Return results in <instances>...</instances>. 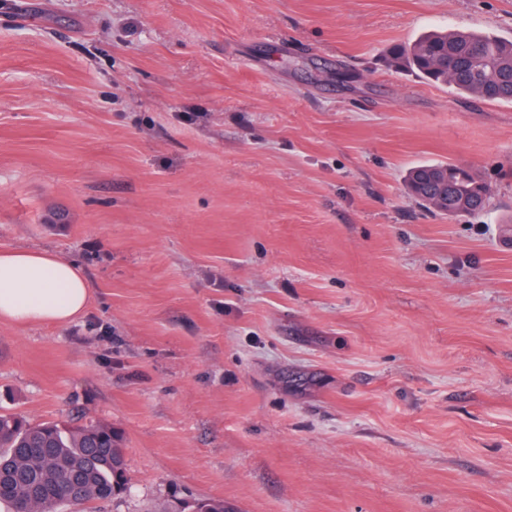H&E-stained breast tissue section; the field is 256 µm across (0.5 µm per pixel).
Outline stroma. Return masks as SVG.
Listing matches in <instances>:
<instances>
[{
  "mask_svg": "<svg viewBox=\"0 0 512 512\" xmlns=\"http://www.w3.org/2000/svg\"><path fill=\"white\" fill-rule=\"evenodd\" d=\"M446 29L512 0H0V248L91 293L0 322V413L123 433L92 512H512V103L386 63ZM455 164H430V165H419L413 167L407 176V185L410 192L420 198V200L429 208H434L441 214H446L448 217H455L459 215H470L475 216L479 215L486 207V203L488 200L489 188L488 186L481 182L476 176H472L469 181H457L455 180L456 193L459 198L465 199L467 202V208H464L463 213L453 212L448 210V201L451 202L454 206L457 202V196L455 193V189L448 182L447 176H442L438 173L432 172L428 173V177L425 179L424 184L432 183L433 185H439L442 188V194L440 199L444 203L445 210L448 212H443L440 210L437 204V196L436 193L425 192L423 195L419 188V179L421 175L433 171V170H446L448 169V177L453 178V172L456 170Z\"/></svg>",
  "mask_w": 512,
  "mask_h": 512,
  "instance_id": "stroma-1",
  "label": "stroma"
}]
</instances>
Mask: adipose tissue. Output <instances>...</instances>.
I'll return each mask as SVG.
<instances>
[{
    "mask_svg": "<svg viewBox=\"0 0 512 512\" xmlns=\"http://www.w3.org/2000/svg\"><path fill=\"white\" fill-rule=\"evenodd\" d=\"M90 302L76 263L25 249L0 250V321L61 324L80 317Z\"/></svg>",
    "mask_w": 512,
    "mask_h": 512,
    "instance_id": "ef3b65f1",
    "label": "adipose tissue"
}]
</instances>
